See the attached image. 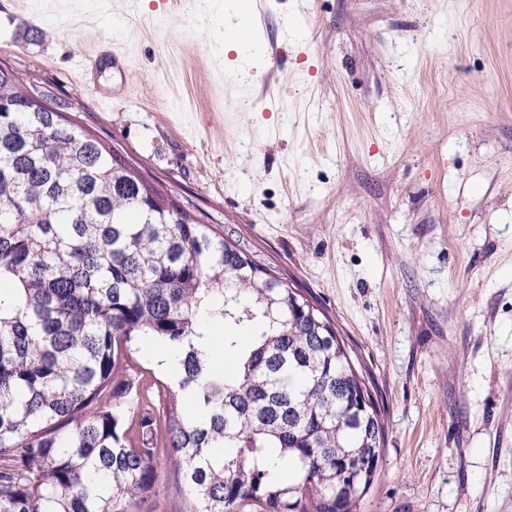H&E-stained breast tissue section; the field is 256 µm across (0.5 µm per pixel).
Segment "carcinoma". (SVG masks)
<instances>
[{
	"mask_svg": "<svg viewBox=\"0 0 512 512\" xmlns=\"http://www.w3.org/2000/svg\"><path fill=\"white\" fill-rule=\"evenodd\" d=\"M69 109L0 66V512H134L165 468L181 512H357L385 426L334 322ZM133 355L134 357H136L137 361L144 368H146V370H140L142 373L149 376L150 371H153L155 375L161 379H164V377L169 374V371L158 367L156 360L158 362H161L162 366L169 370H172L173 368L177 367L178 364L177 357L160 344H156L154 347V355L156 360L153 357L152 343L142 344L140 351Z\"/></svg>",
	"mask_w": 512,
	"mask_h": 512,
	"instance_id": "1",
	"label": "carcinoma"
}]
</instances>
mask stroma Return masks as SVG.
Instances as JSON below:
<instances>
[{
    "mask_svg": "<svg viewBox=\"0 0 512 512\" xmlns=\"http://www.w3.org/2000/svg\"><path fill=\"white\" fill-rule=\"evenodd\" d=\"M1 64L334 319L359 512H512V0H0Z\"/></svg>",
    "mask_w": 512,
    "mask_h": 512,
    "instance_id": "obj_1",
    "label": "stroma"
}]
</instances>
